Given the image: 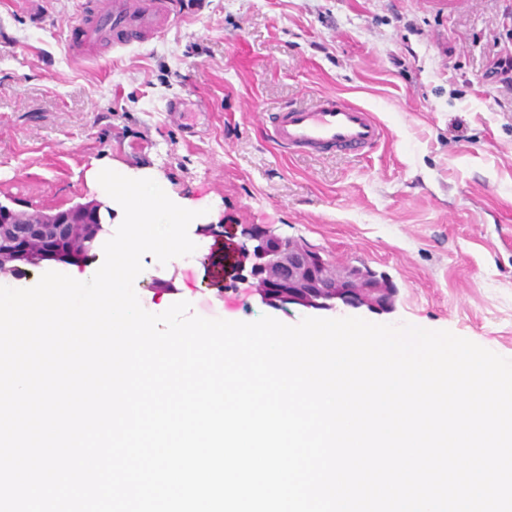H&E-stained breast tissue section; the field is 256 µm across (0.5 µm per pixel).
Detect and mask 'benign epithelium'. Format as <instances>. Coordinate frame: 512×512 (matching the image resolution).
<instances>
[{"label":"benign epithelium","mask_w":512,"mask_h":512,"mask_svg":"<svg viewBox=\"0 0 512 512\" xmlns=\"http://www.w3.org/2000/svg\"><path fill=\"white\" fill-rule=\"evenodd\" d=\"M102 204L78 203L66 209L32 212L0 199V268L38 265L56 261L78 265L95 248L103 231ZM251 256L249 276L262 304L283 309L298 305L314 310H332L341 304L384 312L393 297L379 285L366 284L363 268L348 266L327 271L328 260L307 242L288 243L266 230L246 233Z\"/></svg>","instance_id":"obj_1"}]
</instances>
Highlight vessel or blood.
Returning <instances> with one entry per match:
<instances>
[{
	"instance_id": "1",
	"label": "vessel or blood",
	"mask_w": 512,
	"mask_h": 512,
	"mask_svg": "<svg viewBox=\"0 0 512 512\" xmlns=\"http://www.w3.org/2000/svg\"><path fill=\"white\" fill-rule=\"evenodd\" d=\"M179 0H85L83 14L67 38L70 52L95 60L103 49H123L159 36ZM263 127L291 155L364 158L381 144L385 130L372 111L325 93L308 105L264 112Z\"/></svg>"
}]
</instances>
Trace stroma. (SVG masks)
Masks as SVG:
<instances>
[{"instance_id": "obj_1", "label": "stroma", "mask_w": 512, "mask_h": 512, "mask_svg": "<svg viewBox=\"0 0 512 512\" xmlns=\"http://www.w3.org/2000/svg\"><path fill=\"white\" fill-rule=\"evenodd\" d=\"M80 8L0 0L1 196L26 211L102 199L110 235L123 210L88 186L92 168L197 204L191 263L142 258L151 313L185 300L205 318L308 317L261 304L244 250L261 226L396 286L389 311L330 317L445 329L512 358V94L489 75L512 54V0H184L163 36L95 61L66 48ZM331 92L383 123L373 154L288 156L267 139L261 112Z\"/></svg>"}]
</instances>
